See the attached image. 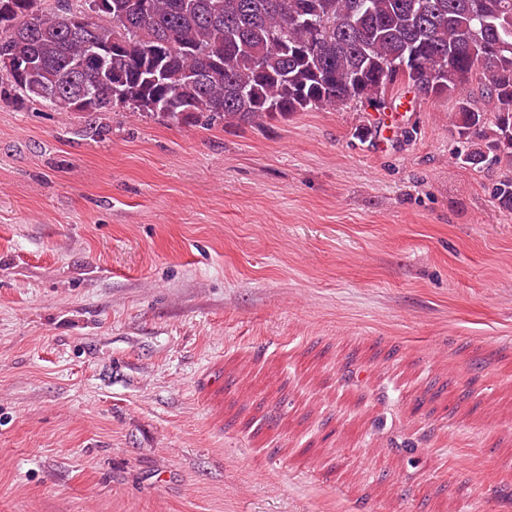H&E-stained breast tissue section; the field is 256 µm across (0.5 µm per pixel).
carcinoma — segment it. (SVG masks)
Instances as JSON below:
<instances>
[{
	"instance_id": "cac0c4a2",
	"label": "carcinoma",
	"mask_w": 512,
	"mask_h": 512,
	"mask_svg": "<svg viewBox=\"0 0 512 512\" xmlns=\"http://www.w3.org/2000/svg\"><path fill=\"white\" fill-rule=\"evenodd\" d=\"M90 0L43 14L0 0V96L63 112L122 106L170 124L258 125L358 100L387 108L399 86L454 103L455 159L499 171L512 210V0ZM83 18V28L68 23ZM102 42L112 53L83 68ZM482 85L483 104L470 87Z\"/></svg>"
}]
</instances>
